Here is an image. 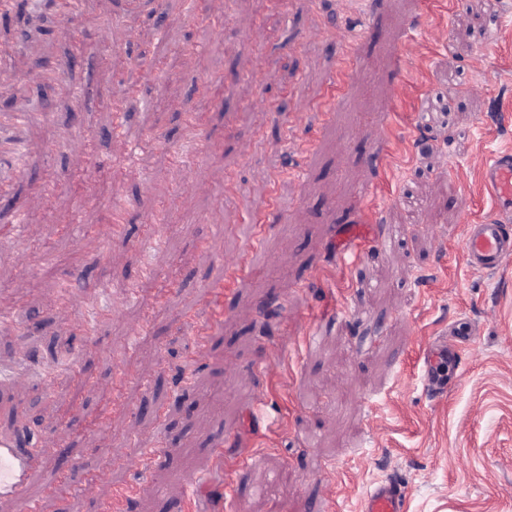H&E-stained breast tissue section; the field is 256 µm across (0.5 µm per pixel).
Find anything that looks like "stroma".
Listing matches in <instances>:
<instances>
[{"mask_svg": "<svg viewBox=\"0 0 512 512\" xmlns=\"http://www.w3.org/2000/svg\"><path fill=\"white\" fill-rule=\"evenodd\" d=\"M208 6L86 0L80 24L23 44L26 11L0 17V111L48 107L0 201V308L21 325L0 330V368L26 379L0 383V434L47 435L40 480L70 481L41 512H360L388 478L406 512H512V263L473 270L462 243L491 210L487 155L512 148V0H378L348 61L307 36L359 33L354 0ZM168 53L174 78L139 64ZM48 66L83 97L42 81ZM112 199L128 207L114 234ZM348 222L366 242L345 267ZM381 229L405 246L377 247ZM228 254L243 276L225 279ZM454 323L475 336L435 397L420 356ZM129 437L156 451L143 469L100 454Z\"/></svg>", "mask_w": 512, "mask_h": 512, "instance_id": "1", "label": "stroma"}]
</instances>
